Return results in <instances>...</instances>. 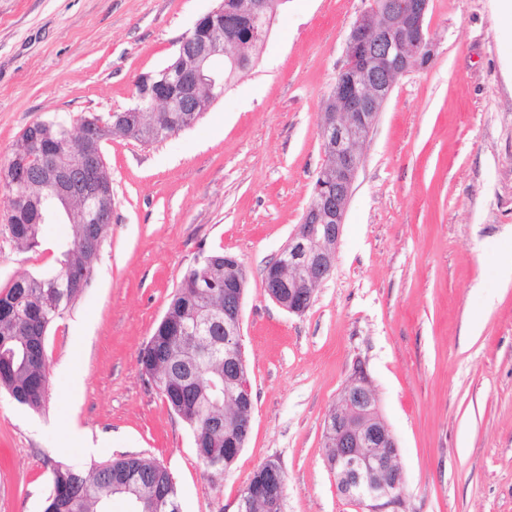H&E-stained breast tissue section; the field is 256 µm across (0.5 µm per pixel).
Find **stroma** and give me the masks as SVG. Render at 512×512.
Here are the masks:
<instances>
[{"instance_id": "stroma-1", "label": "stroma", "mask_w": 512, "mask_h": 512, "mask_svg": "<svg viewBox=\"0 0 512 512\" xmlns=\"http://www.w3.org/2000/svg\"><path fill=\"white\" fill-rule=\"evenodd\" d=\"M216 0H0V164L30 123L104 116L171 61ZM365 0H282L252 69L192 128L103 147L112 226L92 278L46 341L38 412L0 391V512H43L50 464L152 458L180 512H236L278 460L283 512H357L336 489L323 427L362 362L398 445L400 512H512V25L492 0H431L435 57L379 114L329 277L290 313L262 271L301 222L323 161L319 112ZM0 194V291L53 272L67 224L19 252ZM224 250L245 265L242 346L254 415L217 474L143 375L140 350L185 270ZM80 379H73L72 369ZM99 442L86 454L65 433Z\"/></svg>"}]
</instances>
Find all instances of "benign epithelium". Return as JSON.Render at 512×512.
<instances>
[{
  "label": "benign epithelium",
  "instance_id": "benign-epithelium-1",
  "mask_svg": "<svg viewBox=\"0 0 512 512\" xmlns=\"http://www.w3.org/2000/svg\"><path fill=\"white\" fill-rule=\"evenodd\" d=\"M430 0H369V7L355 20L346 40L344 63L324 101L318 125L324 158L316 173L310 202L301 223L281 251L279 267L265 280L267 295L290 313L301 314L311 304L317 288L331 274L342 224L353 184L362 165L360 147L371 136L378 115L395 80L428 66L436 42L427 23ZM250 13L266 18L274 14L273 0H249ZM224 19V0L199 17L181 37L173 60L159 73L145 74L136 81V104L112 113V130L137 125L143 112H179L180 128L192 127L224 95V68L214 65L224 56V45L215 37V24ZM102 121L85 120L78 137L48 147L39 157L32 155L35 139L26 135L13 145L11 166L0 175V189L17 207L38 199L37 213L50 219L58 210L68 212L71 224L112 222V186L99 182L106 165ZM37 164H32L33 159ZM36 181L50 192L29 196L25 185ZM244 284L224 281V335H242L241 311ZM224 395L233 401L236 417L228 425L236 438L235 452L244 447L251 431L254 411L252 388L243 351L229 342L225 347ZM378 413V401L370 378L358 373L350 388L340 393L336 406L325 419L323 447L336 449L340 465L336 485L358 505L359 512H398L400 484L392 486L371 480L376 470H387L391 457L378 449L397 450L389 429L383 432L354 417L363 406ZM366 449L356 454L351 447ZM284 483L267 493L269 512H281Z\"/></svg>",
  "mask_w": 512,
  "mask_h": 512
}]
</instances>
